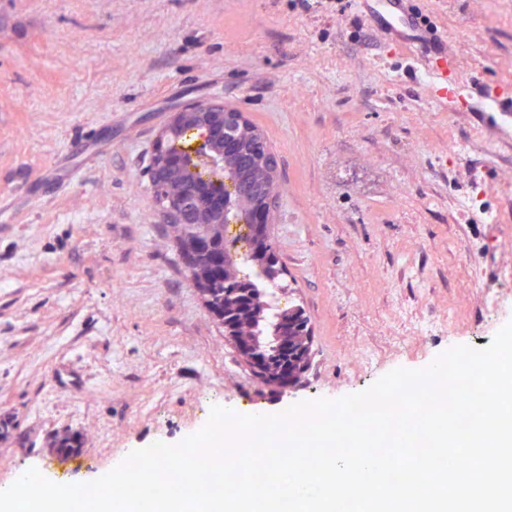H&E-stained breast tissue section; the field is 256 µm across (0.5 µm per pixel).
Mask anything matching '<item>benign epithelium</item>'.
<instances>
[{"label":"benign epithelium","mask_w":512,"mask_h":512,"mask_svg":"<svg viewBox=\"0 0 512 512\" xmlns=\"http://www.w3.org/2000/svg\"><path fill=\"white\" fill-rule=\"evenodd\" d=\"M184 124L201 130L206 151L195 161H187L169 149L168 140ZM262 131L246 123V115L220 99L195 100L177 107L170 122L159 132L150 157L148 171L154 197L160 206L162 223L177 224L187 213L196 217L198 224H222L227 214L226 195L216 186L194 180L198 171L194 162L200 160L219 164L224 173H231L246 164L243 141L256 138ZM245 203L250 207L248 217L256 225L258 240L268 235L277 209V196L264 183H253L242 191ZM244 362L266 383L272 377L260 358L239 337L230 336Z\"/></svg>","instance_id":"obj_1"}]
</instances>
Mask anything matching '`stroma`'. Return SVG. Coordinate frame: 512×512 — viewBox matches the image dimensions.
<instances>
[{
	"mask_svg": "<svg viewBox=\"0 0 512 512\" xmlns=\"http://www.w3.org/2000/svg\"><path fill=\"white\" fill-rule=\"evenodd\" d=\"M465 80L512 90V0H413ZM356 9L302 0H0V484L37 468L86 482L212 406L242 413L338 399L512 321V138L456 112ZM218 97L278 159L269 228L281 307H303V383L265 384L206 309L145 167L174 108ZM104 142L94 164L75 140ZM495 162H488V152ZM68 159L81 178L51 194ZM472 198L476 214L457 200ZM506 308L487 307L486 294ZM457 326L408 342L413 319ZM82 454L51 455L56 435Z\"/></svg>",
	"mask_w": 512,
	"mask_h": 512,
	"instance_id": "35a3bbf8",
	"label": "stroma"
}]
</instances>
